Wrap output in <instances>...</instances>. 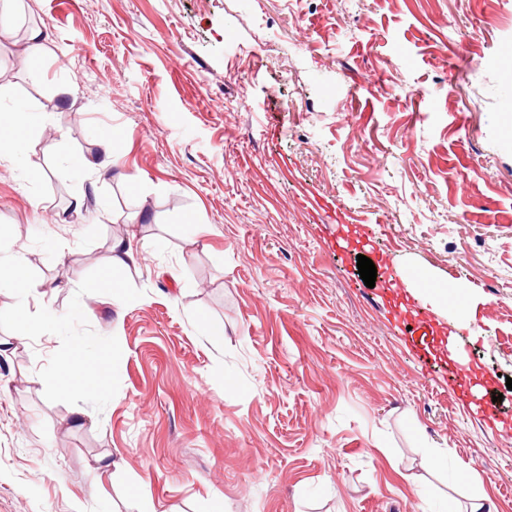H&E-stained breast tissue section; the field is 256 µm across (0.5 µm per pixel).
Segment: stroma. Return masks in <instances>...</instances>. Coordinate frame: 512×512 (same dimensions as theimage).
<instances>
[{
  "label": "stroma",
  "mask_w": 512,
  "mask_h": 512,
  "mask_svg": "<svg viewBox=\"0 0 512 512\" xmlns=\"http://www.w3.org/2000/svg\"><path fill=\"white\" fill-rule=\"evenodd\" d=\"M14 9L0 111L42 120L23 161L0 156V221L37 274L28 310L64 314L113 238L147 247L140 299H81L122 348L103 410L45 399L57 336L0 330V512H512V0ZM36 27L37 79L18 61ZM107 139L111 178L85 175ZM344 214L396 292L365 286ZM419 278L478 300L434 314L494 373L500 423L397 316Z\"/></svg>",
  "instance_id": "obj_1"
}]
</instances>
